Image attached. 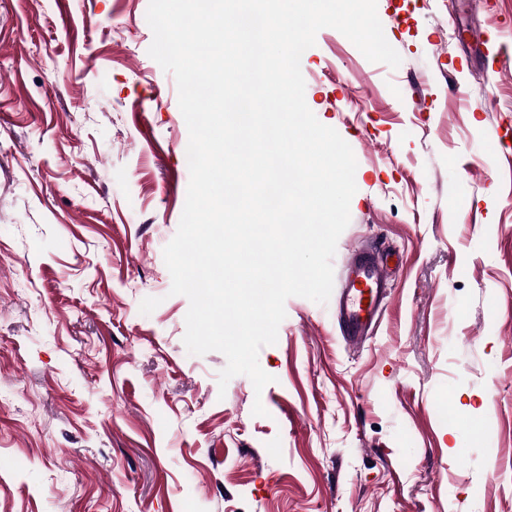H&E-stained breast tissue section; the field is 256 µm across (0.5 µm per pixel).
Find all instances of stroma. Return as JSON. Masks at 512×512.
Returning <instances> with one entry per match:
<instances>
[{
    "mask_svg": "<svg viewBox=\"0 0 512 512\" xmlns=\"http://www.w3.org/2000/svg\"><path fill=\"white\" fill-rule=\"evenodd\" d=\"M147 8L0 0V512H512V0H377L395 69L332 28L303 53L357 160L333 268L400 260L359 349L288 298L259 393L183 342L189 134Z\"/></svg>",
    "mask_w": 512,
    "mask_h": 512,
    "instance_id": "stroma-1",
    "label": "stroma"
}]
</instances>
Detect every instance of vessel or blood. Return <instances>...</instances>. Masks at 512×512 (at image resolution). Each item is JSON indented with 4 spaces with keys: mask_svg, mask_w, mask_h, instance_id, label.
<instances>
[{
    "mask_svg": "<svg viewBox=\"0 0 512 512\" xmlns=\"http://www.w3.org/2000/svg\"><path fill=\"white\" fill-rule=\"evenodd\" d=\"M388 255L378 244L354 247L336 287V322L348 347L372 336L391 297L386 262Z\"/></svg>",
    "mask_w": 512,
    "mask_h": 512,
    "instance_id": "obj_1",
    "label": "vessel or blood"
}]
</instances>
